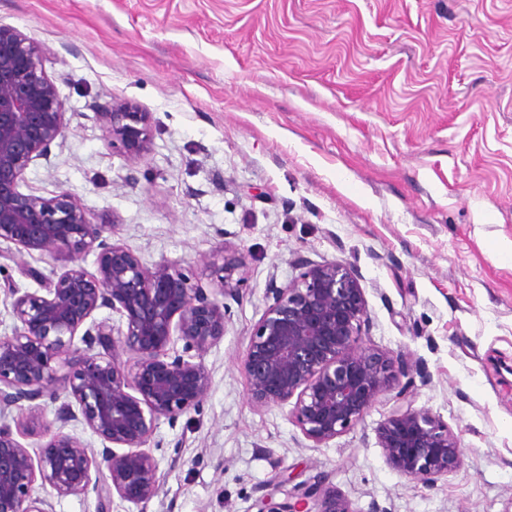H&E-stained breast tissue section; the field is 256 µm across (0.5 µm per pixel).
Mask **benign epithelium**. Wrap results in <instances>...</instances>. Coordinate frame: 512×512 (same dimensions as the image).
<instances>
[{
  "label": "benign epithelium",
  "mask_w": 512,
  "mask_h": 512,
  "mask_svg": "<svg viewBox=\"0 0 512 512\" xmlns=\"http://www.w3.org/2000/svg\"><path fill=\"white\" fill-rule=\"evenodd\" d=\"M46 53L0 24V242L68 262L38 290L7 283L14 325L0 337V407L28 402L34 411L15 432L0 426V512H53L50 501L32 497L38 481L58 497L93 489L99 512H110L115 496L143 505L157 496L158 464L147 447L161 419L173 422L203 402L209 390L203 357L224 338L226 311L176 265L146 266L114 240L113 225L95 223L70 192L47 198L21 191L27 169L47 158L67 129L57 87L42 68ZM97 119L129 158L148 151L150 113L116 103ZM90 253L92 272L82 265ZM243 265L239 250L224 253L214 268L219 293L236 291L232 276ZM269 295L241 360L248 399L258 409L292 404L290 416L303 434L326 444L394 389L393 359L362 340L367 303L350 266L304 263ZM103 307L117 319L87 323ZM179 340L181 354L174 351ZM61 391L68 401L58 408L60 428L53 432L39 416V401H55ZM72 421L103 448L64 432ZM27 435L49 437L37 459L18 440ZM377 437L386 464L415 480L434 481L458 461L448 424L403 396ZM279 483L291 485L286 497L264 496L258 512H352L320 482Z\"/></svg>",
  "instance_id": "7a95c632"
}]
</instances>
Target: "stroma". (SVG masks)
<instances>
[{
	"instance_id": "stroma-1",
	"label": "stroma",
	"mask_w": 512,
	"mask_h": 512,
	"mask_svg": "<svg viewBox=\"0 0 512 512\" xmlns=\"http://www.w3.org/2000/svg\"><path fill=\"white\" fill-rule=\"evenodd\" d=\"M1 23L48 48L69 125L24 191L71 192L206 288L245 255L207 396L150 442L158 495L112 512H257L281 474L352 512H512V0H0ZM119 102L152 117L140 159L97 122ZM304 260L353 268L365 343L457 439L448 475L386 464L390 398L322 445L250 404L241 357ZM28 266L65 263L18 253L0 282L37 289ZM224 246L223 263L221 266L214 267L215 280L212 282L214 288L224 297L234 294L238 288H234L232 284L233 273L244 265V256L239 250H231L230 253Z\"/></svg>"
}]
</instances>
